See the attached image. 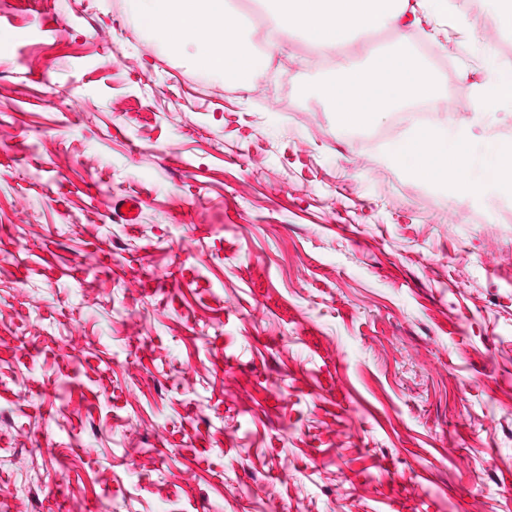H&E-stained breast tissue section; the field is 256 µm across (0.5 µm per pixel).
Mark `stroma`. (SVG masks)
<instances>
[{"label": "stroma", "mask_w": 512, "mask_h": 512, "mask_svg": "<svg viewBox=\"0 0 512 512\" xmlns=\"http://www.w3.org/2000/svg\"><path fill=\"white\" fill-rule=\"evenodd\" d=\"M483 2L411 31L438 99ZM307 47L244 95L129 0H0V512H512V197L386 162Z\"/></svg>", "instance_id": "1"}]
</instances>
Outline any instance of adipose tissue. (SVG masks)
<instances>
[{"mask_svg":"<svg viewBox=\"0 0 512 512\" xmlns=\"http://www.w3.org/2000/svg\"><path fill=\"white\" fill-rule=\"evenodd\" d=\"M268 36L256 48L237 23L229 0H134V20L157 41L191 53L204 71L238 85L254 82L269 59L283 51L292 33L304 35L321 53L335 57L334 74L319 86L343 127H367L405 102L430 98L435 84L406 34L409 0H262ZM388 28L393 42L366 66L346 50L356 39ZM492 80L482 89L470 123L430 127L391 148V160L421 179L471 195L512 188V140L476 136L486 112L512 103V71L495 57Z\"/></svg>","mask_w":512,"mask_h":512,"instance_id":"obj_1","label":"adipose tissue"}]
</instances>
